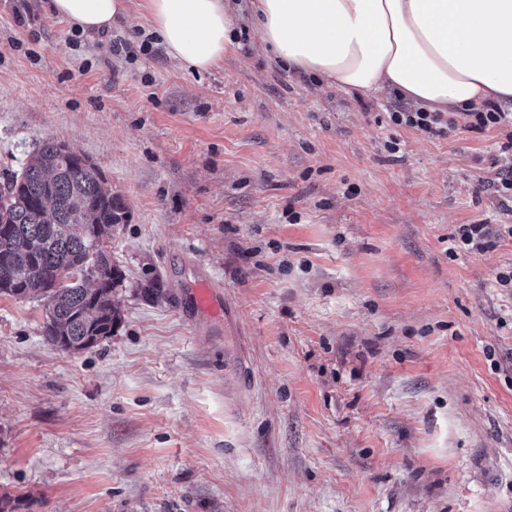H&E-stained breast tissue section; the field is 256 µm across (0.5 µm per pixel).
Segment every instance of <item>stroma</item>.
Returning a JSON list of instances; mask_svg holds the SVG:
<instances>
[{"instance_id":"35a3bbf8","label":"stroma","mask_w":512,"mask_h":512,"mask_svg":"<svg viewBox=\"0 0 512 512\" xmlns=\"http://www.w3.org/2000/svg\"><path fill=\"white\" fill-rule=\"evenodd\" d=\"M71 35L0 0V178L46 139L89 158L125 280L79 353L0 295L6 512H512V238L448 252L512 224L503 130L394 125L397 95L248 43L198 73ZM202 278L223 317L189 308ZM507 141L500 145L501 153L505 154V166L498 173L497 189L512 199V130L506 134ZM489 225L491 224L460 225L456 237L450 239L452 247L448 248V252L451 255L457 254L456 249L472 254L484 252L491 233Z\"/></svg>"}]
</instances>
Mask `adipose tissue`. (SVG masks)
<instances>
[{"label":"adipose tissue","instance_id":"ef3b65f1","mask_svg":"<svg viewBox=\"0 0 512 512\" xmlns=\"http://www.w3.org/2000/svg\"><path fill=\"white\" fill-rule=\"evenodd\" d=\"M84 32L112 29L126 0H51ZM148 24L182 67L206 71L251 24L288 70L350 94L390 90L431 112L512 100V0H143Z\"/></svg>","mask_w":512,"mask_h":512}]
</instances>
